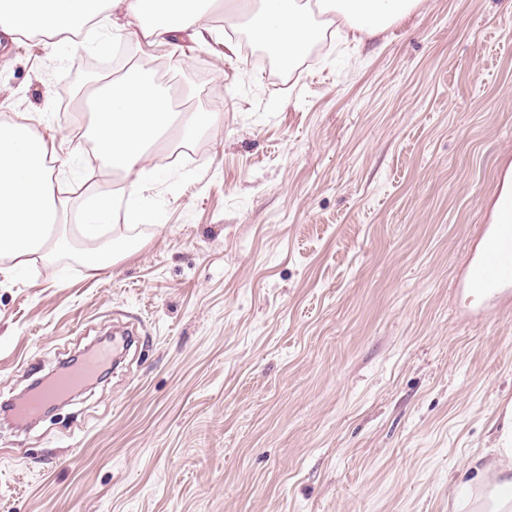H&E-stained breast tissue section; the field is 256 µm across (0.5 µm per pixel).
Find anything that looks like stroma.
Instances as JSON below:
<instances>
[{"label":"stroma","instance_id":"35a3bbf8","mask_svg":"<svg viewBox=\"0 0 512 512\" xmlns=\"http://www.w3.org/2000/svg\"><path fill=\"white\" fill-rule=\"evenodd\" d=\"M115 44L220 120L156 145L157 220L123 258L89 274L77 238L0 279V402L139 327L106 378L0 416V512H457L512 409V310L468 320L453 293L512 160V0H423L288 73L220 30ZM103 57L0 36V122L49 118L68 226L118 178L76 116Z\"/></svg>","mask_w":512,"mask_h":512}]
</instances>
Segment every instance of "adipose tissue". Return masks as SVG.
<instances>
[{"label": "adipose tissue", "instance_id": "obj_1", "mask_svg": "<svg viewBox=\"0 0 512 512\" xmlns=\"http://www.w3.org/2000/svg\"><path fill=\"white\" fill-rule=\"evenodd\" d=\"M421 0H229L224 22L244 19L250 38L276 51L290 68L304 50L341 23L354 42L377 38L418 8ZM215 0H0V31L5 35L61 36L79 43L85 27H111L120 36L125 24L147 43L172 44L183 33L204 39L214 30ZM214 112H191L177 119L173 100L152 76L117 83L100 91L86 130L99 158L121 173L120 181L95 190L77 231L95 248L85 257L87 269L104 271L117 254L134 245L132 235L113 232L102 240L105 224L117 208L138 214L137 204L154 184L157 172L148 162L152 144L170 129L180 137L216 124ZM56 158L52 137L37 132L27 117L0 124V275L24 271L35 255L67 250L60 228L64 202L61 181L50 164ZM489 464H475L476 476L462 502L464 512H512V447L496 448Z\"/></svg>", "mask_w": 512, "mask_h": 512}]
</instances>
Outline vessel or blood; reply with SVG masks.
<instances>
[{"label": "vessel or blood", "mask_w": 512, "mask_h": 512, "mask_svg": "<svg viewBox=\"0 0 512 512\" xmlns=\"http://www.w3.org/2000/svg\"><path fill=\"white\" fill-rule=\"evenodd\" d=\"M456 293L471 319L512 309V163H504L497 187L488 201L484 224L478 225L472 244L456 276ZM128 335L113 338L89 350L78 366L65 370L15 400L12 417L26 422L37 418L46 403L95 379L111 363Z\"/></svg>", "instance_id": "b4317fda"}]
</instances>
